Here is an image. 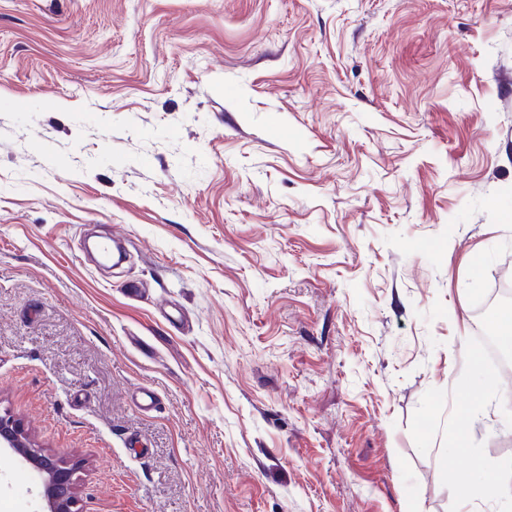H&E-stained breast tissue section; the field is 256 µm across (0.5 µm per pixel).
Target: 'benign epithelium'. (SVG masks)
Masks as SVG:
<instances>
[{
	"label": "benign epithelium",
	"instance_id": "benign-epithelium-1",
	"mask_svg": "<svg viewBox=\"0 0 512 512\" xmlns=\"http://www.w3.org/2000/svg\"><path fill=\"white\" fill-rule=\"evenodd\" d=\"M0 447L13 450L41 475L48 512H79V466L71 455L41 448L28 429L7 411L0 413Z\"/></svg>",
	"mask_w": 512,
	"mask_h": 512
}]
</instances>
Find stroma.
Listing matches in <instances>:
<instances>
[{"label":"stroma","mask_w":512,"mask_h":512,"mask_svg":"<svg viewBox=\"0 0 512 512\" xmlns=\"http://www.w3.org/2000/svg\"><path fill=\"white\" fill-rule=\"evenodd\" d=\"M504 273L512 0H0V410L81 512H449L410 423Z\"/></svg>","instance_id":"stroma-1"}]
</instances>
